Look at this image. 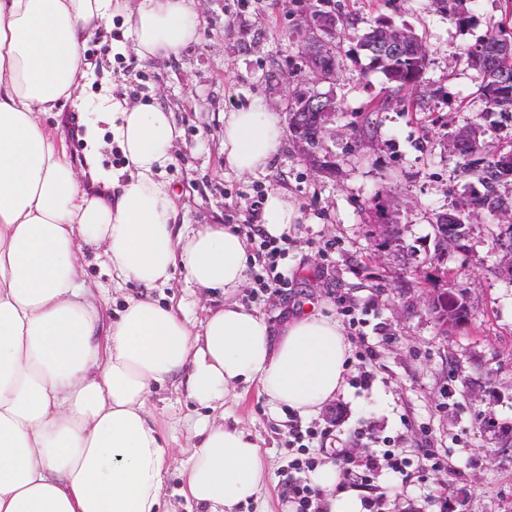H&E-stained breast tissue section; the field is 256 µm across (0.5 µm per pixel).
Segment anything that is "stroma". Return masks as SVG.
I'll return each instance as SVG.
<instances>
[{
	"instance_id": "1",
	"label": "stroma",
	"mask_w": 512,
	"mask_h": 512,
	"mask_svg": "<svg viewBox=\"0 0 512 512\" xmlns=\"http://www.w3.org/2000/svg\"><path fill=\"white\" fill-rule=\"evenodd\" d=\"M200 37L177 55L149 62L134 53L109 56V44L89 42L90 62L103 63L122 92L150 95L171 112L178 132L164 177L175 188L179 221L199 227L224 224L248 242L247 284L237 295L245 307L278 322L290 305L312 304L343 329L351 345L346 388L318 416L285 410L270 415L249 391L235 416L263 442L269 506L282 512L297 473L298 454L336 464L340 488L358 491L372 512H512V279L500 271L492 246L496 218L471 219L466 248L448 249L445 267L462 289L470 320L442 333L421 295L435 256L433 222L464 193L448 154V133L480 123L487 141L512 133V119L485 114L466 65L465 48L493 27L512 29L504 0H477L459 28L429 0H197ZM336 14L332 81L315 82L295 30L315 10ZM385 16L422 40L433 97L424 106L380 109L387 96L380 74L367 70L356 33ZM333 92L336 121L324 145L336 158L334 175H321L290 139L266 171L232 173L224 163V114L252 101L286 113L291 97L310 89ZM395 199L394 219L415 256L384 249L371 200L381 187ZM288 194L302 212L283 236L278 270L285 282L269 287L270 271L256 239L268 192ZM412 270L401 274L403 263ZM86 285L104 287L109 310L137 294L131 283L112 287L102 251L84 256ZM160 303H183L202 320L223 295L185 287L182 271L154 288ZM154 418L168 446L188 445L187 423L201 407L184 390L153 393ZM407 463L405 474L387 468L385 451ZM375 464L360 482L347 473L344 453Z\"/></svg>"
}]
</instances>
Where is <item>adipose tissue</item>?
Returning <instances> with one entry per match:
<instances>
[{
	"label": "adipose tissue",
	"instance_id": "ef3b65f1",
	"mask_svg": "<svg viewBox=\"0 0 512 512\" xmlns=\"http://www.w3.org/2000/svg\"><path fill=\"white\" fill-rule=\"evenodd\" d=\"M121 17L142 61L199 38L195 0H0V512H170L167 480L199 512H235L267 493L258 438L211 411L257 387L270 413L313 417L344 389L351 345L316 310L273 324L245 308L247 242L230 228L178 222L161 173L177 136L156 100L129 101L94 77L88 43ZM85 113L84 172H76L48 116L62 103ZM109 130L126 160L100 165ZM283 138L278 113L250 103L224 115V162L237 175L265 170ZM301 217L283 192L267 194L266 234ZM103 248L115 286L166 284L175 270L223 307L191 328L182 307L129 296L117 315L86 288L79 262ZM182 378L208 416L188 427L183 459L165 446L149 410L153 388ZM325 512H361L337 491L335 465L312 477Z\"/></svg>",
	"mask_w": 512,
	"mask_h": 512
}]
</instances>
